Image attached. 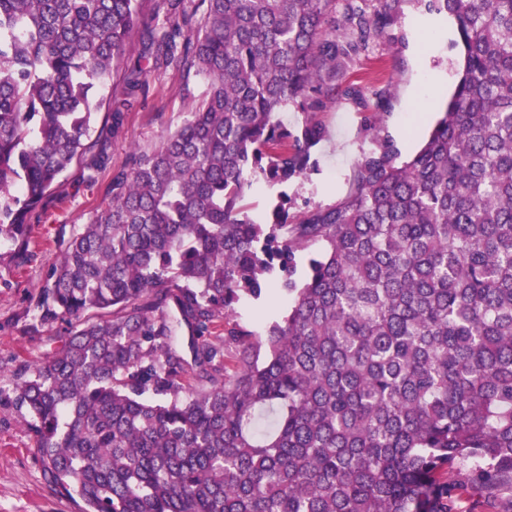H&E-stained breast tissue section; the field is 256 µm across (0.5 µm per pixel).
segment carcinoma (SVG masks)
I'll return each instance as SVG.
<instances>
[{
  "instance_id": "obj_1",
  "label": "carcinoma",
  "mask_w": 512,
  "mask_h": 512,
  "mask_svg": "<svg viewBox=\"0 0 512 512\" xmlns=\"http://www.w3.org/2000/svg\"><path fill=\"white\" fill-rule=\"evenodd\" d=\"M424 2L464 50L443 117L409 160L381 144L343 199L290 224L284 191L262 221L240 202L309 173L322 128L280 112L359 98L346 63L382 13L199 0L159 35L146 0H0V238L21 259L30 213L94 147L98 89L119 72L138 89L134 36L206 83L72 234L37 303L68 336L12 372L44 477L81 512H458L512 490V0ZM274 274L288 315L229 331V373L211 329Z\"/></svg>"
}]
</instances>
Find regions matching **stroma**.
<instances>
[{
    "label": "stroma",
    "instance_id": "obj_1",
    "mask_svg": "<svg viewBox=\"0 0 512 512\" xmlns=\"http://www.w3.org/2000/svg\"><path fill=\"white\" fill-rule=\"evenodd\" d=\"M385 9L386 18L365 51L355 55L346 80L363 90L366 106L336 98L316 112L325 130L310 150L315 171L290 182V218L315 207L335 204L350 191L357 165L383 141L398 144L397 130L407 127L422 144L431 127L416 115L424 98H434V112L450 97L458 80L462 48L454 20L426 13L422 0H368L367 13ZM142 88L123 110V126L112 133L96 120L91 140L106 155L98 171L74 161L52 194L31 214L29 259L18 263L14 248L0 240V512H79L80 502L57 494L43 477V464L25 420L10 401V374L21 363L36 364L64 342L65 323L37 321L36 303L49 272L61 258L72 233L89 223L111 199L113 174L130 166L134 152L158 145L180 127L202 101L206 85L186 80L175 67L157 69L143 60ZM381 126H374V113ZM291 296L280 282L260 297L242 296L217 329L225 338L229 367H236L240 343L228 339L232 329L265 335L288 311Z\"/></svg>",
    "mask_w": 512,
    "mask_h": 512
}]
</instances>
